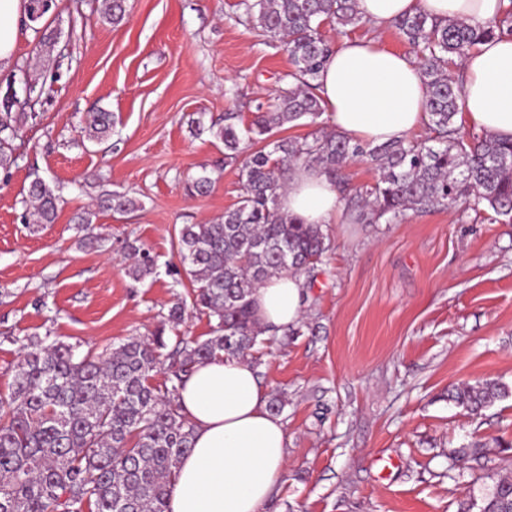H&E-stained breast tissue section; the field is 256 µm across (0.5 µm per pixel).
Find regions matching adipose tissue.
<instances>
[{
    "label": "adipose tissue",
    "mask_w": 512,
    "mask_h": 512,
    "mask_svg": "<svg viewBox=\"0 0 512 512\" xmlns=\"http://www.w3.org/2000/svg\"><path fill=\"white\" fill-rule=\"evenodd\" d=\"M512 0H358L364 20L378 29L424 13L473 26L496 20ZM24 0H0V70L8 68L25 33ZM460 117L470 127L512 140V35L477 45L461 63ZM330 125L365 143L407 137L428 121L427 88L417 62L358 38H342L317 78ZM282 212L306 224H334L343 213L338 189L320 167L288 172ZM302 278L284 274L257 288L256 317L266 333L297 325ZM269 395L255 368L241 357L196 364L178 387L182 416L193 426V446L171 483L169 512H264L287 472V431L268 409Z\"/></svg>",
    "instance_id": "1"
}]
</instances>
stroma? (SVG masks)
Here are the masks:
<instances>
[{"label":"stroma","mask_w":512,"mask_h":512,"mask_svg":"<svg viewBox=\"0 0 512 512\" xmlns=\"http://www.w3.org/2000/svg\"><path fill=\"white\" fill-rule=\"evenodd\" d=\"M237 0H127L119 24L101 0H55L29 30L0 97L37 113L0 170V399L27 337L78 353L163 330L167 347L205 339L174 248L185 224L218 219L242 194L211 127L250 122L293 66L283 46L240 19ZM56 35L39 54L42 31ZM112 115L96 142L93 112ZM213 184L193 196L201 170ZM61 195L56 223L32 229L33 177ZM137 201L117 214L102 194ZM89 213L80 229L77 216ZM332 250L305 275L301 322L247 359L268 393H283L288 472L264 512H458L512 476V396L474 413L449 401L462 383L512 388V222L455 209L407 211L393 224L325 225ZM96 237L84 246V235ZM157 260L133 279L127 243ZM186 302L182 323H167ZM481 442L465 463L451 450Z\"/></svg>","instance_id":"1"}]
</instances>
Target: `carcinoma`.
I'll return each instance as SVG.
<instances>
[{
  "mask_svg": "<svg viewBox=\"0 0 512 512\" xmlns=\"http://www.w3.org/2000/svg\"><path fill=\"white\" fill-rule=\"evenodd\" d=\"M124 3L102 0L106 18L121 22ZM238 6L284 44L296 83L280 88L268 108L257 107L246 125L236 123V113H224V126L214 136L224 143V165L239 163L242 195L220 219L179 229L177 255L192 284L193 307L215 320L211 336L182 342L162 385L150 382L165 348L162 328L149 341L132 337L109 352L82 356L65 342L28 337L7 409L0 411V512H167L170 485L193 440L176 403L182 374L212 358L242 357L263 343L252 300L256 288L284 273L311 272L331 248L322 225L280 210L291 166H319L338 185L347 210L366 224L392 223L408 210L456 206L494 221L512 218V141L487 133L467 136L456 123L461 88L450 71L483 40L512 32V8L484 27L422 13L393 22L419 58L431 136L373 145L319 129L301 139L276 140L267 151L251 146L275 129L325 112L315 80L333 47L321 26L328 23L345 35L363 17L357 0H240ZM15 103L10 94L0 100L3 169L11 164L5 148L22 136L12 117ZM110 126L109 113L94 112L86 138L98 140ZM357 159L379 171L378 181L364 191L351 189L343 177ZM28 196L36 223H54L56 190L37 176ZM100 205L116 213L136 208L135 200L118 192L103 195ZM155 267V258L139 250L128 273L139 279ZM508 394L504 384L483 380L456 388L451 398L478 412ZM479 512H512L511 478L497 482Z\"/></svg>",
  "mask_w": 512,
  "mask_h": 512,
  "instance_id": "carcinoma-1",
  "label": "carcinoma"
}]
</instances>
